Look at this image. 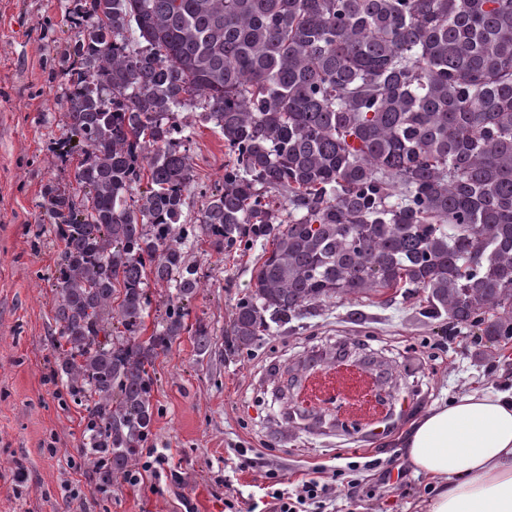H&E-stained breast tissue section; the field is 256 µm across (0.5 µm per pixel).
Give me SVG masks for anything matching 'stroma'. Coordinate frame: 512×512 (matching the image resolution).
I'll return each mask as SVG.
<instances>
[{
  "label": "stroma",
  "instance_id": "stroma-1",
  "mask_svg": "<svg viewBox=\"0 0 512 512\" xmlns=\"http://www.w3.org/2000/svg\"><path fill=\"white\" fill-rule=\"evenodd\" d=\"M68 0H0V512H224L239 493L254 512H273L267 492L288 489L320 466L336 469V502L326 512H423L428 479L387 470L404 462L398 440L414 416L434 403L476 391L512 388V340L491 343L476 330L423 318L425 294L407 290L389 302L332 299L251 348L229 331L248 294L259 250L224 254L191 248L188 262L204 286L187 324L206 322L211 356L184 335L155 361L154 418L134 455L139 471L152 450L167 451L163 478L99 481L81 451L83 407L53 371L57 365L53 292L61 243L41 207V188L66 185L72 166L55 158L62 132L63 80L48 82L50 63L78 29ZM190 153L196 182L184 214L196 223L202 192L224 176L232 158L213 124L197 126ZM364 344L369 368L399 367L393 389L413 405L391 430L362 440L316 417L288 423L273 389L302 375L313 357ZM249 463L237 467L238 454ZM358 486L347 493V482Z\"/></svg>",
  "mask_w": 512,
  "mask_h": 512
}]
</instances>
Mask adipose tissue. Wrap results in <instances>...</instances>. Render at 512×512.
Returning a JSON list of instances; mask_svg holds the SVG:
<instances>
[{"instance_id": "ef3b65f1", "label": "adipose tissue", "mask_w": 512, "mask_h": 512, "mask_svg": "<svg viewBox=\"0 0 512 512\" xmlns=\"http://www.w3.org/2000/svg\"><path fill=\"white\" fill-rule=\"evenodd\" d=\"M435 484L426 512H512V393H467L414 418L400 441Z\"/></svg>"}]
</instances>
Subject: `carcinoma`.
Segmentation results:
<instances>
[{
	"mask_svg": "<svg viewBox=\"0 0 512 512\" xmlns=\"http://www.w3.org/2000/svg\"><path fill=\"white\" fill-rule=\"evenodd\" d=\"M79 36L41 207L64 243L55 375L86 402L102 482L153 421L150 368L202 288L190 239L261 245L231 333L252 346L331 299L420 288L425 314L512 339V0H70ZM233 154L203 196L191 115ZM172 288L145 336L149 284Z\"/></svg>",
	"mask_w": 512,
	"mask_h": 512,
	"instance_id": "obj_1",
	"label": "carcinoma"
}]
</instances>
